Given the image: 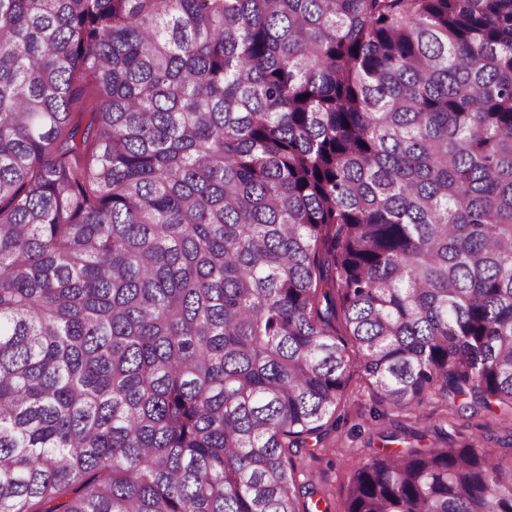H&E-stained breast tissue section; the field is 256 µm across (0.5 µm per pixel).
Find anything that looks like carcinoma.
<instances>
[{
  "label": "carcinoma",
  "instance_id": "cac0c4a2",
  "mask_svg": "<svg viewBox=\"0 0 512 512\" xmlns=\"http://www.w3.org/2000/svg\"><path fill=\"white\" fill-rule=\"evenodd\" d=\"M355 367L512 409V0H0V512H328ZM420 438L344 512H512Z\"/></svg>",
  "mask_w": 512,
  "mask_h": 512
}]
</instances>
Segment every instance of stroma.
Listing matches in <instances>:
<instances>
[{
  "label": "stroma",
  "mask_w": 512,
  "mask_h": 512,
  "mask_svg": "<svg viewBox=\"0 0 512 512\" xmlns=\"http://www.w3.org/2000/svg\"><path fill=\"white\" fill-rule=\"evenodd\" d=\"M336 424L319 439L308 438L309 455L297 461L299 481H311L328 500L330 512H344L345 489L360 462L381 447L380 431L399 433L416 428L424 448H440L482 437H512V410L493 405L477 411H457L453 401L433 400L420 410L392 409L380 405L360 376H353L348 398L336 413Z\"/></svg>",
  "instance_id": "1"
}]
</instances>
